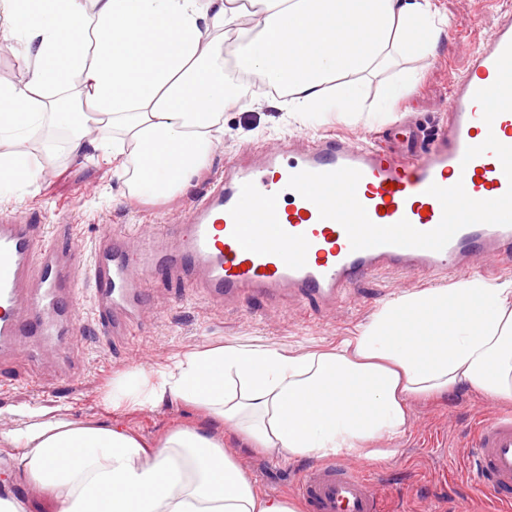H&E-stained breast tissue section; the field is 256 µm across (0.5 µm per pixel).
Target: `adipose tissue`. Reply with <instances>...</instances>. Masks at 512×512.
Wrapping results in <instances>:
<instances>
[{
  "label": "adipose tissue",
  "mask_w": 512,
  "mask_h": 512,
  "mask_svg": "<svg viewBox=\"0 0 512 512\" xmlns=\"http://www.w3.org/2000/svg\"><path fill=\"white\" fill-rule=\"evenodd\" d=\"M11 32L26 74L0 83V189L35 183L31 133L44 150L109 148L116 169L139 167L133 196L184 190L221 141L228 64L283 88L284 113L319 123L355 111L361 75L394 57L434 54L446 25L436 0H31ZM78 87L91 109L53 112ZM512 404V290L479 278L387 303L340 341L295 353L229 343L194 349L164 368L114 379L112 410L186 403L201 425L157 441L133 430L31 415L0 433L51 512H306L263 494L228 454L224 433L253 453L288 460L393 456L376 440L405 431L410 404L461 387Z\"/></svg>",
  "instance_id": "obj_1"
}]
</instances>
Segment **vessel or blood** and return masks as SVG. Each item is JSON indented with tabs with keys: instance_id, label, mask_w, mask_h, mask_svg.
Segmentation results:
<instances>
[{
	"instance_id": "obj_1",
	"label": "vessel or blood",
	"mask_w": 512,
	"mask_h": 512,
	"mask_svg": "<svg viewBox=\"0 0 512 512\" xmlns=\"http://www.w3.org/2000/svg\"><path fill=\"white\" fill-rule=\"evenodd\" d=\"M497 22L474 41L465 72L450 88L447 126L421 144L417 126L389 127L394 149L329 135L299 150L289 141L227 167L189 207L184 224H151L127 234L103 232L92 250L57 248L31 224H0V381L4 364L26 358L40 386L42 346L62 344L82 320L80 285L92 293L99 334L135 344L152 285H182L225 306L241 296L286 295L318 307L335 305L365 278L385 269L451 280L473 274L476 261L512 256V226L475 224L458 231L440 251L381 245L352 250L344 228L323 219L315 204L289 188L303 170L361 171L357 197L372 222L408 220L430 231L442 206L427 189L462 183L477 200L495 199L512 186L491 152L464 161L467 147L487 136L512 146V112L485 123L473 96L492 85L496 60L512 42V0H492ZM470 473L502 506L512 505V415L484 421L472 440ZM297 494L309 512H384L365 470L326 464L301 474Z\"/></svg>"
}]
</instances>
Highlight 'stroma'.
I'll use <instances>...</instances> for the list:
<instances>
[{"label":"stroma","instance_id":"obj_1","mask_svg":"<svg viewBox=\"0 0 512 512\" xmlns=\"http://www.w3.org/2000/svg\"><path fill=\"white\" fill-rule=\"evenodd\" d=\"M437 4L448 19V29L435 56L399 57L380 76L364 81L360 111L346 120L318 127L286 121L279 110L267 105L270 89H240L224 107L222 143L186 190L157 200L129 196L111 161L93 151L75 158L61 145L53 156L37 151L29 157L30 166L39 171L38 181L23 197L0 202V219L41 225L60 247L77 242L89 249L106 227L119 233L138 224L181 223L191 201L210 178L223 173L227 163L273 147L282 136L294 137L302 146L323 132L375 140L384 128L403 120L420 121L426 134H434L448 123L449 89L467 67L473 35L489 33L496 23L492 8L481 0H437ZM411 70L421 73L420 83L396 108L384 106L380 98L383 81L403 78ZM444 285L441 279L385 270L358 283L333 308L285 297L263 302L245 297L235 305L219 307L156 288L134 355L126 352L121 341L99 342L85 334V325L93 321L92 302L87 299L82 325L51 356L53 369L71 364L75 375L49 381L37 393L23 382L29 370L27 361L16 360L15 383L0 388V431L17 427L27 411L60 408L75 420L126 426L152 441L172 426L199 424L198 413L167 401L140 412L108 410L102 395L118 375L136 369L149 372L177 354L216 343L266 344L297 351L331 344L369 324L386 303ZM505 411V406L467 388L443 401L412 404L406 430L379 442L380 447L394 449V456L365 465L389 512H492L491 502L469 477L465 462L477 422ZM229 448L252 481L271 497L295 498L298 474L311 467L307 461L253 455L234 442Z\"/></svg>","mask_w":512,"mask_h":512}]
</instances>
